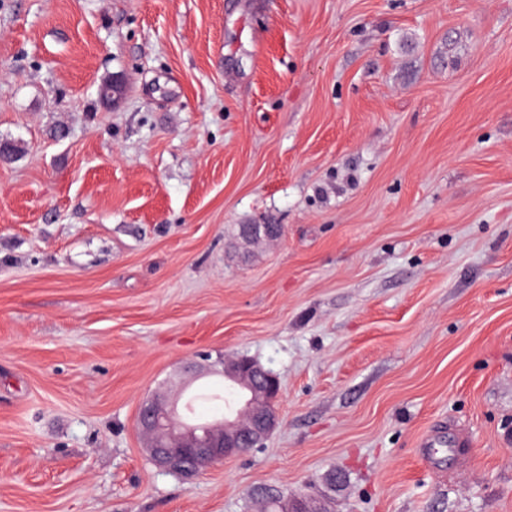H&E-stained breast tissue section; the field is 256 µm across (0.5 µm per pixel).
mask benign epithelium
<instances>
[{"label":"benign epithelium","instance_id":"7a95c632","mask_svg":"<svg viewBox=\"0 0 512 512\" xmlns=\"http://www.w3.org/2000/svg\"><path fill=\"white\" fill-rule=\"evenodd\" d=\"M275 224H247L249 241L271 239ZM225 379L243 391L244 407L234 418L190 423L181 419L176 406H163L152 399L141 404L137 425L147 437L146 451L161 469L192 478L205 468L264 445L279 420L275 402L280 393L278 378L246 357L219 359Z\"/></svg>","mask_w":512,"mask_h":512}]
</instances>
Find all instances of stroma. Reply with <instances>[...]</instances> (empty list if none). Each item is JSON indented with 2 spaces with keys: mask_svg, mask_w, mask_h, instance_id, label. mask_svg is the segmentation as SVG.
Instances as JSON below:
<instances>
[{
  "mask_svg": "<svg viewBox=\"0 0 512 512\" xmlns=\"http://www.w3.org/2000/svg\"><path fill=\"white\" fill-rule=\"evenodd\" d=\"M1 141L0 512H512V0H0ZM203 353L280 424L187 481ZM225 379L244 392V407L234 419L224 416L205 423L182 420L175 405L152 399L141 404L137 425L147 437L146 451L161 469L192 478L205 468L264 445L279 420L275 402L278 378L246 357L218 361Z\"/></svg>",
  "mask_w": 512,
  "mask_h": 512,
  "instance_id": "35a3bbf8",
  "label": "stroma"
}]
</instances>
